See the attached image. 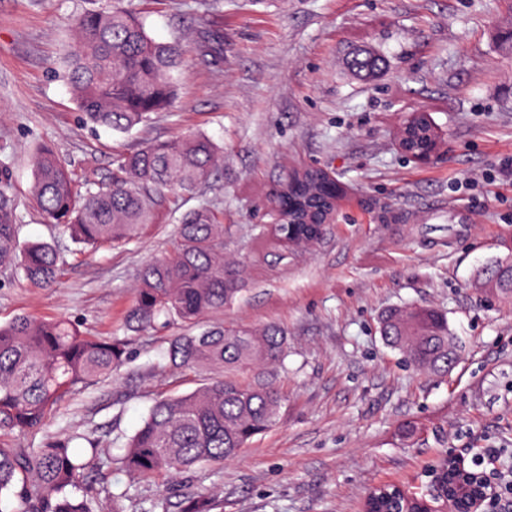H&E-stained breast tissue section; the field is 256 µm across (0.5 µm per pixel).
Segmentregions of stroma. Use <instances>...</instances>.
<instances>
[{"mask_svg": "<svg viewBox=\"0 0 512 512\" xmlns=\"http://www.w3.org/2000/svg\"><path fill=\"white\" fill-rule=\"evenodd\" d=\"M108 0H0V163L12 176L23 242L60 253L55 282L32 286L20 267L0 268V325L29 314L66 318L99 340H121L127 360L112 379L74 388L41 430L5 435L15 448L84 435L121 454L153 404L190 393L199 374L169 367L180 321L147 331L126 325L140 269L173 251L181 217L207 206L224 226V255L243 269L225 327L279 325L283 364L237 372L284 396L279 423L223 468L137 478L86 473L92 493L125 512L167 500L177 484L214 495L215 512H364L368 493L400 485L432 494L429 471L448 453L471 465L478 449L512 471V299L477 285L512 256V0H124L155 40L195 45L221 37L208 65L187 53L174 104L132 131L92 127L62 77L75 40L73 15ZM382 55L366 79L345 64L353 49ZM442 133L420 163L398 146L413 113ZM199 132L217 143L221 167L194 193L158 197L153 224L118 245L76 242L35 207L30 154L39 143L81 176L155 141ZM307 167L331 172L347 198L322 239L283 263L254 262L272 224L270 198ZM396 305L446 314L459 362L436 376L410 366L379 331ZM412 423L413 440L398 429Z\"/></svg>", "mask_w": 512, "mask_h": 512, "instance_id": "stroma-1", "label": "stroma"}]
</instances>
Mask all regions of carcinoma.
Listing matches in <instances>:
<instances>
[{
	"label": "carcinoma",
	"mask_w": 512,
	"mask_h": 512,
	"mask_svg": "<svg viewBox=\"0 0 512 512\" xmlns=\"http://www.w3.org/2000/svg\"><path fill=\"white\" fill-rule=\"evenodd\" d=\"M76 34L65 59L71 95L83 118L127 132L174 100L188 46L179 40L158 42L121 6V0L72 18ZM353 70L378 73L384 60L370 52L350 59ZM219 147L194 133L157 141L121 157L99 179L79 178L46 146L32 154V194L47 220L90 246L119 244L153 221L154 194L193 192L216 167ZM12 183L0 168V266L18 264L33 285L46 288L58 271V255L47 243L19 242ZM330 184L315 195L300 186L285 188L278 206L293 220L321 215L331 202ZM296 224H281L262 244V257L288 256V234ZM503 262L486 270V286L512 289V277L500 274ZM239 268L224 261V225L200 207L178 225L176 248L146 265L127 312L128 327L153 329L160 318L194 325L224 312L242 291ZM386 345L403 353L419 370L448 372V348L460 349L448 319L437 309L394 306L382 318ZM288 338L283 329H226L172 338L169 365L205 376L195 391L159 400L126 445L121 464L137 476L183 474L206 465H222L257 435L278 423L283 402L273 385L240 384L232 374L284 362ZM126 362L119 340L98 341L65 320L43 321L29 315L0 326V431L24 432L42 424L47 412L78 385L98 383ZM75 437L49 438L38 448L0 444V512H97L94 497L76 495L88 485ZM211 499L187 492L180 512H211Z\"/></svg>",
	"instance_id": "1"
}]
</instances>
